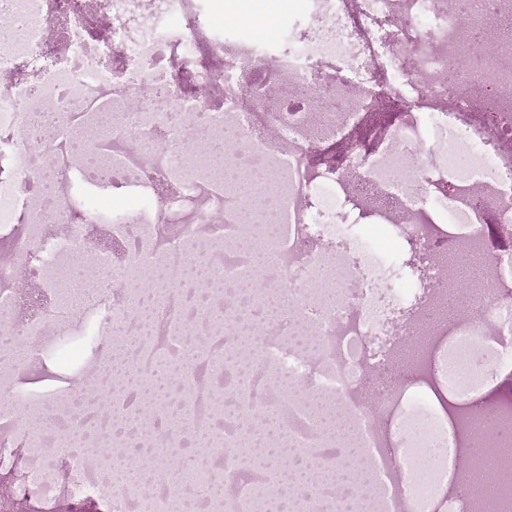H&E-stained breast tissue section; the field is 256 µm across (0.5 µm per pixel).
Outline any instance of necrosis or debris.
<instances>
[{"instance_id":"obj_1","label":"necrosis or debris","mask_w":512,"mask_h":512,"mask_svg":"<svg viewBox=\"0 0 512 512\" xmlns=\"http://www.w3.org/2000/svg\"><path fill=\"white\" fill-rule=\"evenodd\" d=\"M211 3L0 0V478L51 512H512V408L479 500L444 491L475 410L450 430L367 387L423 358L465 401L512 371V253L471 217L482 199L512 233V38L479 36L512 0H306L269 43ZM377 104L376 150L318 160ZM435 198L489 274L453 325ZM361 224L430 280L402 284ZM90 310L77 384L24 392Z\"/></svg>"}]
</instances>
